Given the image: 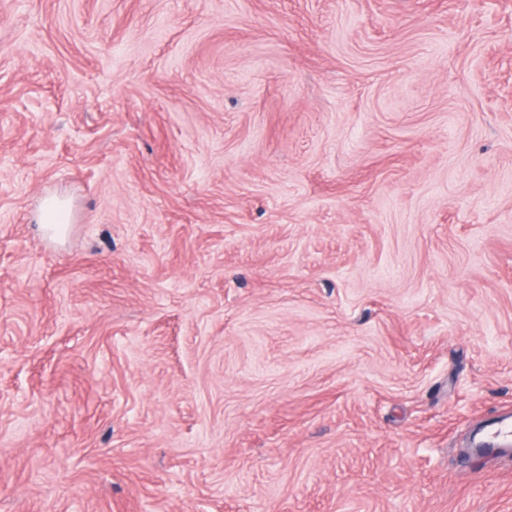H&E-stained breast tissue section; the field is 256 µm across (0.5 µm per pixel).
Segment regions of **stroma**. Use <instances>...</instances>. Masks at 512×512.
<instances>
[{"mask_svg":"<svg viewBox=\"0 0 512 512\" xmlns=\"http://www.w3.org/2000/svg\"><path fill=\"white\" fill-rule=\"evenodd\" d=\"M494 418L512 0H0V512H512ZM68 205L69 204L66 199L57 197L46 199L40 207L38 223L43 225L66 224L67 222H62L58 217H60V213L67 210Z\"/></svg>","mask_w":512,"mask_h":512,"instance_id":"stroma-1","label":"stroma"}]
</instances>
